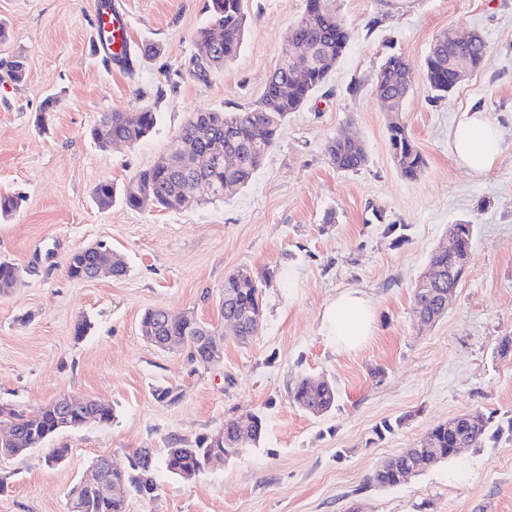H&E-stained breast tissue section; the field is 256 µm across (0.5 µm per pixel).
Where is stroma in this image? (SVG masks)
I'll list each match as a JSON object with an SVG mask.
<instances>
[{
    "mask_svg": "<svg viewBox=\"0 0 512 512\" xmlns=\"http://www.w3.org/2000/svg\"><path fill=\"white\" fill-rule=\"evenodd\" d=\"M209 0H118L131 20L129 67L92 51L94 0H0L10 31L0 57L23 52L25 79H0V193H22L0 220V261L23 271L0 294V404L33 412L62 396L115 409L107 424L67 430L23 455L0 457V512H68V490L100 456L115 467L134 449L164 455L171 438L194 441L252 413L266 421L260 447L212 463L192 481L158 470L160 490L132 498L128 512H512V438L501 437L384 489L370 477L386 459L416 447L434 424L468 411L512 416V0H336L350 31L329 82L291 113L248 186L221 202L178 210L107 209L101 181L126 182L151 165L190 113L253 104L306 0H249L240 52L197 81L195 34ZM481 34L484 64L443 100L416 81L400 114L426 168L413 181L396 170L387 125L373 94L384 57L421 70L443 30ZM161 52L141 56L144 44ZM58 104L40 127L42 103ZM150 108L160 123L132 148H102L90 130L113 110ZM481 110L503 132L500 158L481 175L454 159L449 133L460 113ZM362 139L367 163L337 169L325 146ZM475 227L472 258L448 313L419 328L412 289L452 225ZM97 243L123 253L120 279L70 278L76 249ZM245 268L262 287L263 319L252 343L224 339L206 366L149 344L147 309L191 310L220 324L218 294ZM350 288L378 314L360 349L336 348L321 327L324 307ZM91 327L83 338L74 328ZM309 374L335 382V409L315 417L290 391ZM159 386L180 392L167 405ZM400 420L377 438L384 420ZM68 446L56 467L50 449Z\"/></svg>",
    "mask_w": 512,
    "mask_h": 512,
    "instance_id": "stroma-1",
    "label": "stroma"
}]
</instances>
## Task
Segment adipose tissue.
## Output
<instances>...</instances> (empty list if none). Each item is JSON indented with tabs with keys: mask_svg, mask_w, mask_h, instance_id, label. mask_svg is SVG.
<instances>
[{
	"mask_svg": "<svg viewBox=\"0 0 512 512\" xmlns=\"http://www.w3.org/2000/svg\"><path fill=\"white\" fill-rule=\"evenodd\" d=\"M502 130L486 113H461L451 131V151L458 163L473 174L490 170L500 153ZM328 336L337 348H360L373 336L377 311L362 291L341 292L325 308L322 316Z\"/></svg>",
	"mask_w": 512,
	"mask_h": 512,
	"instance_id": "1",
	"label": "adipose tissue"
}]
</instances>
